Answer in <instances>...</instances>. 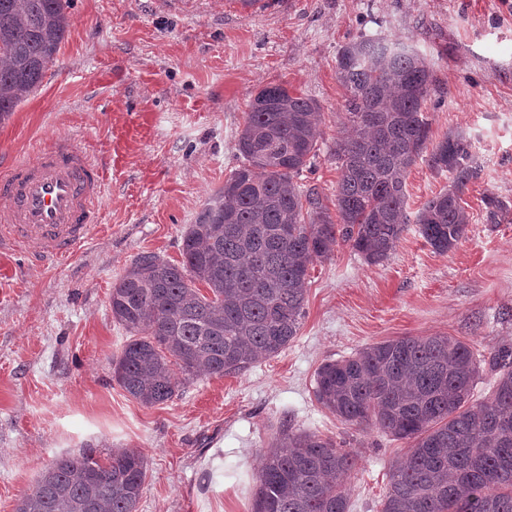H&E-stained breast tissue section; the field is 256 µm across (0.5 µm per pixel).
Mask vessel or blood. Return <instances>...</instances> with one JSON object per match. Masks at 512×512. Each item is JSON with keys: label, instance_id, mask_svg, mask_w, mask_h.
Wrapping results in <instances>:
<instances>
[{"label": "vessel or blood", "instance_id": "b4317fda", "mask_svg": "<svg viewBox=\"0 0 512 512\" xmlns=\"http://www.w3.org/2000/svg\"><path fill=\"white\" fill-rule=\"evenodd\" d=\"M103 176L71 141L55 140L0 175V250L37 244L49 260L68 257L98 221Z\"/></svg>", "mask_w": 512, "mask_h": 512}]
</instances>
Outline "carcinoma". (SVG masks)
<instances>
[{"instance_id": "carcinoma-1", "label": "carcinoma", "mask_w": 512, "mask_h": 512, "mask_svg": "<svg viewBox=\"0 0 512 512\" xmlns=\"http://www.w3.org/2000/svg\"><path fill=\"white\" fill-rule=\"evenodd\" d=\"M70 0H0V118L37 89L57 60ZM353 135L336 142L337 218L298 183L322 137L311 98L268 85L238 136L242 164L197 214L181 261L136 257L112 286V318L131 335L113 377L145 406L165 403L205 371L246 372L299 332L309 266L346 244L368 264L389 257L410 223L406 180L422 157L448 189L417 213L418 232L446 253L467 236L462 205L481 168L471 142L450 133L430 145L424 111L434 78L425 56L379 34L338 53ZM508 213L486 200V222ZM496 375L473 401L480 364ZM315 398L349 426L413 441L389 474L380 512H512V345L478 359L454 336H403L320 366ZM356 454L286 428L263 456L252 512H349L343 477ZM147 462L136 448L99 459L92 448L56 458L15 512H137Z\"/></svg>"}]
</instances>
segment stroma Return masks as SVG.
<instances>
[{
	"label": "stroma",
	"mask_w": 512,
	"mask_h": 512,
	"mask_svg": "<svg viewBox=\"0 0 512 512\" xmlns=\"http://www.w3.org/2000/svg\"><path fill=\"white\" fill-rule=\"evenodd\" d=\"M364 33L426 56L433 140L459 131L476 151L466 238L438 253L411 223L377 265L338 246L310 266L301 327L281 353L194 378L163 404L133 400L112 373L130 339L112 318L113 284L141 253L179 260L185 231L239 166L238 134L268 84L320 105L324 137L301 182L333 206L347 133L336 61ZM55 139L101 165L104 196L71 257L44 260L33 244L0 253V512L53 459L88 446L101 458L143 452L138 512H252L262 451L283 426L355 451L349 512H380L411 443L341 424L314 397L319 366L402 336H454L479 355L512 344V212L485 221L486 198L512 209V0H71L56 63L0 121V174ZM448 184L417 160L409 215Z\"/></svg>",
	"instance_id": "obj_1"
}]
</instances>
